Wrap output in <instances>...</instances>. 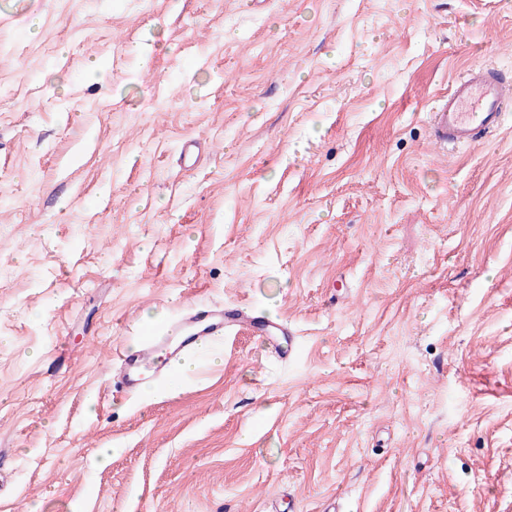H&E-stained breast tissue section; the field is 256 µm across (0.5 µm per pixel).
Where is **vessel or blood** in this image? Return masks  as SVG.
Instances as JSON below:
<instances>
[{
	"label": "vessel or blood",
	"instance_id": "b4317fda",
	"mask_svg": "<svg viewBox=\"0 0 512 512\" xmlns=\"http://www.w3.org/2000/svg\"><path fill=\"white\" fill-rule=\"evenodd\" d=\"M512 112V77L483 65L468 69L449 87L429 115L428 134L443 148L469 147L498 131ZM246 328L256 330L266 347L278 357L290 356L297 343L295 332L283 322L257 327L250 312L235 305L200 304L189 307L163 329L140 333L136 351L117 349L119 388L137 395L140 368L156 374L170 370L182 355L218 336Z\"/></svg>",
	"mask_w": 512,
	"mask_h": 512
}]
</instances>
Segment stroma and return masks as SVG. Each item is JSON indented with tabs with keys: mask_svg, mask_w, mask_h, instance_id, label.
Returning a JSON list of instances; mask_svg holds the SVG:
<instances>
[{
	"mask_svg": "<svg viewBox=\"0 0 512 512\" xmlns=\"http://www.w3.org/2000/svg\"><path fill=\"white\" fill-rule=\"evenodd\" d=\"M474 64L512 0H0V512H512V116L428 142ZM195 302L300 353L114 393Z\"/></svg>",
	"mask_w": 512,
	"mask_h": 512,
	"instance_id": "35a3bbf8",
	"label": "stroma"
}]
</instances>
